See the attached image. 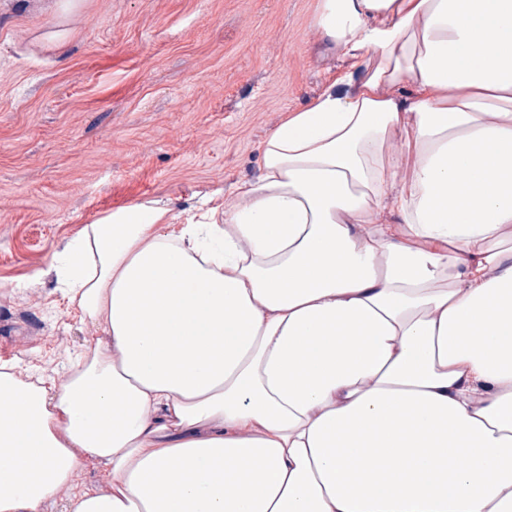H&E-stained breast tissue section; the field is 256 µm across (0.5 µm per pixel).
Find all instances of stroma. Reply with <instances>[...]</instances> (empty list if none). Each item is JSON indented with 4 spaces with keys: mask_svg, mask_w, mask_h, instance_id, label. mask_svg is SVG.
<instances>
[{
    "mask_svg": "<svg viewBox=\"0 0 512 512\" xmlns=\"http://www.w3.org/2000/svg\"><path fill=\"white\" fill-rule=\"evenodd\" d=\"M323 0H0V366L63 383L107 335L59 283L83 227L181 220L261 170L260 143L346 66ZM110 480L89 460L37 512Z\"/></svg>",
    "mask_w": 512,
    "mask_h": 512,
    "instance_id": "stroma-1",
    "label": "stroma"
}]
</instances>
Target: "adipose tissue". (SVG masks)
I'll return each mask as SVG.
<instances>
[{"label":"adipose tissue","mask_w":512,"mask_h":512,"mask_svg":"<svg viewBox=\"0 0 512 512\" xmlns=\"http://www.w3.org/2000/svg\"><path fill=\"white\" fill-rule=\"evenodd\" d=\"M346 68L202 222L89 224L109 341L0 371V512H512V0H324ZM408 136L399 145V133ZM109 480L108 469L99 461L91 459L71 476L69 484L61 488L54 498L39 505L36 512H69V502L74 493L94 492L105 487Z\"/></svg>","instance_id":"1"}]
</instances>
